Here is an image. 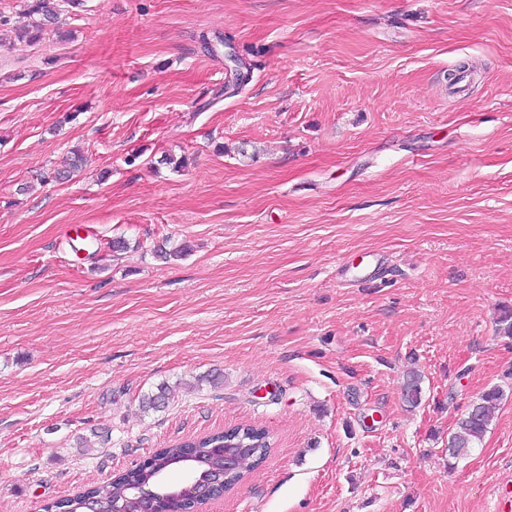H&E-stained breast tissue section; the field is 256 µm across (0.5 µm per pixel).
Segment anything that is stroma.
<instances>
[{
    "instance_id": "obj_1",
    "label": "stroma",
    "mask_w": 512,
    "mask_h": 512,
    "mask_svg": "<svg viewBox=\"0 0 512 512\" xmlns=\"http://www.w3.org/2000/svg\"><path fill=\"white\" fill-rule=\"evenodd\" d=\"M61 20L70 40L0 26V512L241 423L275 446L207 512L512 500V0H85ZM75 147L87 166L54 178ZM492 385L506 400L449 466ZM506 393L499 385H493L485 389L475 401L476 415H471L468 410L455 423L448 435V448H457L458 452L448 453L451 458L460 459L467 456L471 448L480 442L492 423L496 409L505 399Z\"/></svg>"
}]
</instances>
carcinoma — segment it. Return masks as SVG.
Wrapping results in <instances>:
<instances>
[{
    "label": "carcinoma",
    "mask_w": 512,
    "mask_h": 512,
    "mask_svg": "<svg viewBox=\"0 0 512 512\" xmlns=\"http://www.w3.org/2000/svg\"><path fill=\"white\" fill-rule=\"evenodd\" d=\"M84 6L83 0H25V9L21 14L23 21L16 25L20 37L38 42L44 38L47 28L58 22L59 15L64 11H72ZM421 374L410 371L404 381V392L407 402L416 407L421 402ZM175 394L174 387L161 385L157 392L142 397V410L148 412L165 404ZM506 393L499 385L485 389L475 401L476 414L466 412L455 423L448 435V447L458 449L452 454L455 459L467 456L471 448L480 442L492 423L496 409L505 399ZM274 441L269 431L251 424L238 425L204 436L176 442L166 448H159L153 456V462H170L190 455V465L199 476L206 475L211 463L212 448H239L240 469L229 476L225 488L238 486L243 479L258 468L269 456ZM137 481L136 472L118 473L108 482L89 485L68 498L52 505V509H66L78 512L80 504L86 500H94L102 512H112V505H122L128 498L127 486Z\"/></svg>",
    "instance_id": "cac0c4a2"
}]
</instances>
